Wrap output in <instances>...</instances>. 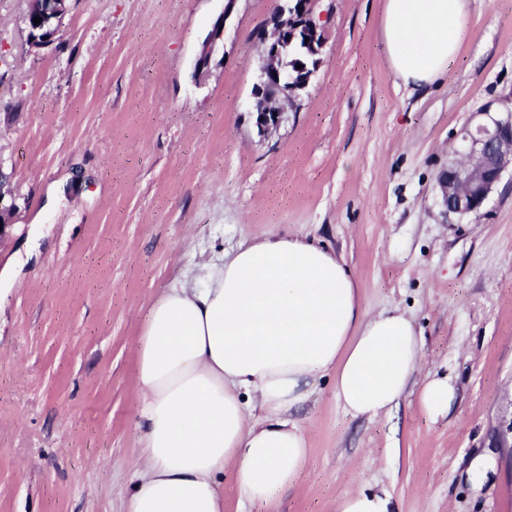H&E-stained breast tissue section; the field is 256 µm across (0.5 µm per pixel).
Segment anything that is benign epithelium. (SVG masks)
Returning <instances> with one entry per match:
<instances>
[{"label":"benign epithelium","mask_w":512,"mask_h":512,"mask_svg":"<svg viewBox=\"0 0 512 512\" xmlns=\"http://www.w3.org/2000/svg\"><path fill=\"white\" fill-rule=\"evenodd\" d=\"M35 16L40 25L49 28L50 36L29 35L31 43L44 47L54 41L66 12L67 0H36ZM237 0H224V11L212 25L198 57L196 72L208 65L218 42L223 40L227 20ZM319 0H278L271 17L272 32L258 33L265 45L267 66L253 91L252 112L260 131L277 128L282 111L276 101H293L304 89L320 63L325 45L326 25L315 15ZM303 44L309 64L292 73L284 66L288 50ZM460 160L442 169L437 176L445 214L459 217L478 211L500 183L503 174L512 169V113L492 120L490 125L466 127L461 133Z\"/></svg>","instance_id":"benign-epithelium-1"}]
</instances>
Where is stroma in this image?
<instances>
[{
  "mask_svg": "<svg viewBox=\"0 0 512 512\" xmlns=\"http://www.w3.org/2000/svg\"><path fill=\"white\" fill-rule=\"evenodd\" d=\"M383 5L335 0L317 72L262 135L254 33L274 0H237L200 78L224 0H68L45 47L30 0H0V512H128L141 314L195 264L283 233L335 252L369 313L411 316L422 364L372 419L319 380L301 472L270 508L225 473L224 512H336L363 486L402 512H512V175L462 219L436 188L461 127L512 110V0H469L457 59L420 89L381 50ZM436 372L457 400L433 419ZM237 0H225L224 11L216 18V21L212 25L204 45L203 49L198 57L196 66V72L202 74L203 69L208 65L210 57L214 52L218 42L223 40L224 31L227 20L230 18ZM199 74V75H200ZM198 75V76H199ZM456 401V388L448 374L429 377L420 395L422 410L436 419L448 415Z\"/></svg>",
  "mask_w": 512,
  "mask_h": 512,
  "instance_id": "1",
  "label": "stroma"
}]
</instances>
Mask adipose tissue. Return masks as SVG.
Instances as JSON below:
<instances>
[{"label": "adipose tissue", "instance_id": "adipose-tissue-1", "mask_svg": "<svg viewBox=\"0 0 512 512\" xmlns=\"http://www.w3.org/2000/svg\"><path fill=\"white\" fill-rule=\"evenodd\" d=\"M468 0H385L381 40L394 76L426 87L446 76L467 36ZM422 362L399 307L369 314L336 254L281 235L200 263L141 318L135 348L140 462L129 512H224L225 470L246 501L271 503L308 448L292 412L335 372L355 416L390 413ZM450 376L429 377L422 410L448 415ZM336 512H400L384 488L342 497Z\"/></svg>", "mask_w": 512, "mask_h": 512}]
</instances>
